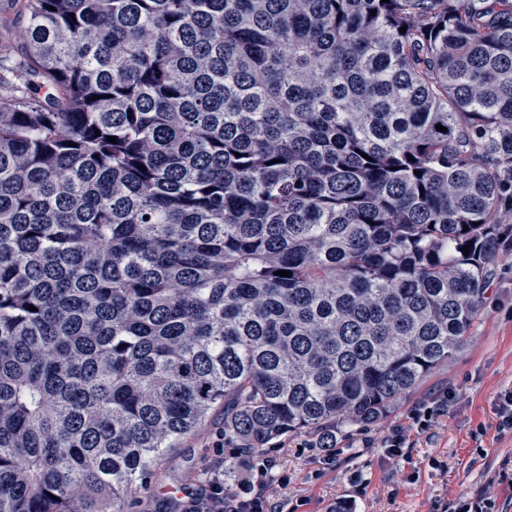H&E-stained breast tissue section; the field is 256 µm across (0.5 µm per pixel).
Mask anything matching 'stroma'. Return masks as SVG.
<instances>
[{
	"instance_id": "stroma-1",
	"label": "stroma",
	"mask_w": 512,
	"mask_h": 512,
	"mask_svg": "<svg viewBox=\"0 0 512 512\" xmlns=\"http://www.w3.org/2000/svg\"><path fill=\"white\" fill-rule=\"evenodd\" d=\"M501 222L511 231L498 249L483 306L460 352L378 421L338 428L340 453L333 462H324L313 433L267 445L264 456L288 476L287 484H273L275 501L297 506L298 512H325L340 501L349 503L350 512H433L457 495L487 490L501 512H512V486L494 480L503 460H512V433L495 430L496 397L512 389V213H504ZM443 396L447 413L425 433L411 435L399 460L388 459L381 439L406 423L420 403ZM481 425L486 435L473 438ZM223 431L219 406L171 451L146 488L133 493L129 512H177L180 489L200 490Z\"/></svg>"
}]
</instances>
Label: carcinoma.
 Masks as SVG:
<instances>
[{
  "label": "carcinoma",
  "instance_id": "cac0c4a2",
  "mask_svg": "<svg viewBox=\"0 0 512 512\" xmlns=\"http://www.w3.org/2000/svg\"><path fill=\"white\" fill-rule=\"evenodd\" d=\"M13 3L0 512H128L220 403L258 450L454 358L512 211V0Z\"/></svg>",
  "mask_w": 512,
  "mask_h": 512
}]
</instances>
